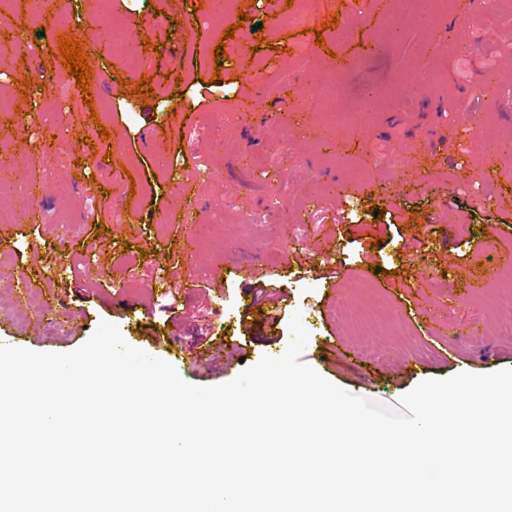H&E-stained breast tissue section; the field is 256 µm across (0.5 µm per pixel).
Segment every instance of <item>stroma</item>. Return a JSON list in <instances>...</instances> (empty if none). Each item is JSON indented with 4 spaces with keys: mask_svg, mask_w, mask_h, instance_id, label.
I'll return each instance as SVG.
<instances>
[{
    "mask_svg": "<svg viewBox=\"0 0 512 512\" xmlns=\"http://www.w3.org/2000/svg\"><path fill=\"white\" fill-rule=\"evenodd\" d=\"M60 14L106 86L93 106L52 53L48 20L22 12L24 0H0V38L26 33L38 58L14 57L0 74V124L12 121L8 145L18 180L0 209V260L28 277L36 304L61 300L46 319L14 316L15 292L0 288V343L39 352H67L101 322L117 325L127 344L153 353V337L170 336L174 351L198 349L223 364L194 368L175 360L188 383L228 382L263 357H281L300 315L308 332L302 359L345 391L388 408L422 381L461 372L512 368V304L467 286L490 232L512 242V216L500 191L512 193V54L505 17L449 25L448 36L401 30L402 51L347 70L339 107L365 102L354 128L323 132V84L336 74L332 54L368 49L378 25L373 0H234L255 23L226 42L229 64L199 65V45L217 36L194 12L197 0H111L115 16L149 19L132 33L130 54L146 55L151 100L122 95L130 74L89 22L92 0H63ZM302 13L300 24L274 28V13ZM325 41L316 45L315 28ZM270 41L256 49L257 37ZM161 44L145 51L144 40ZM439 68L444 84L421 80ZM415 75L396 93V71ZM221 74L213 83V74ZM269 91L255 115L237 102L249 76ZM31 78L27 93L17 81ZM488 84L478 98L469 87ZM37 105L27 124L18 108ZM482 114L479 126L469 116ZM109 138H102L101 128ZM164 128L150 140V128ZM90 144H83V137ZM505 145L489 179L475 178L495 144ZM60 162L45 166L46 146ZM129 170L113 176L115 163ZM360 185L353 197L338 182ZM447 192H440V185ZM382 207L374 216L372 206ZM177 213L165 224L163 211ZM336 227L321 259L320 230ZM255 259L256 277L274 290L277 308H247L240 259ZM222 276V291L209 281ZM136 302L145 316L126 317ZM441 325L443 335L431 332ZM478 326L474 336L466 326Z\"/></svg>",
    "mask_w": 512,
    "mask_h": 512,
    "instance_id": "1",
    "label": "stroma"
}]
</instances>
